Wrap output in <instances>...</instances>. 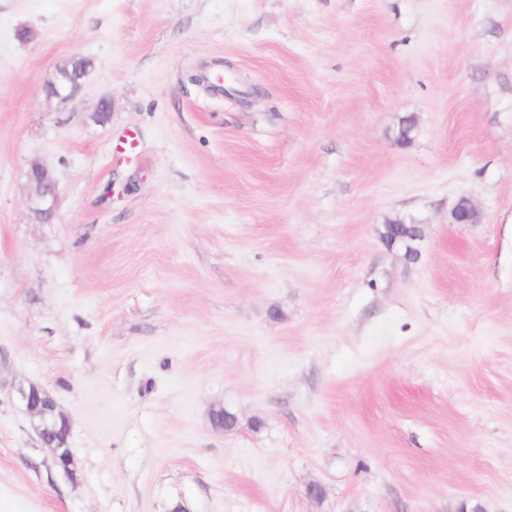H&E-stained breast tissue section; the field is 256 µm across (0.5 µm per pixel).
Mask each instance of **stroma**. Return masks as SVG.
I'll use <instances>...</instances> for the list:
<instances>
[{
	"mask_svg": "<svg viewBox=\"0 0 512 512\" xmlns=\"http://www.w3.org/2000/svg\"><path fill=\"white\" fill-rule=\"evenodd\" d=\"M175 501L512 512V0H0V512ZM86 73L83 58H72L67 64L58 66L55 79L46 86L47 96L59 103H67L81 90ZM27 178L33 188V194L27 199L28 208L38 220L50 221L58 204V183L56 178L38 160L29 162ZM14 393L18 402L35 418V432L42 446L51 449L54 466L71 473L72 452L58 443L62 431L70 433L69 418L50 404L48 393L35 383L19 382Z\"/></svg>",
	"mask_w": 512,
	"mask_h": 512,
	"instance_id": "obj_1",
	"label": "stroma"
}]
</instances>
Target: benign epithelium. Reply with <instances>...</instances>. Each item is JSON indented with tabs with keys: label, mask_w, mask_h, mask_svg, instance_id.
I'll use <instances>...</instances> for the list:
<instances>
[{
	"label": "benign epithelium",
	"mask_w": 512,
	"mask_h": 512,
	"mask_svg": "<svg viewBox=\"0 0 512 512\" xmlns=\"http://www.w3.org/2000/svg\"><path fill=\"white\" fill-rule=\"evenodd\" d=\"M87 73L83 59L73 58L68 63L57 67L55 79L46 86V94L60 103L73 99L82 88V81ZM27 178L33 188V194L27 199L28 208L40 221L48 222L54 215L58 204V183L53 173L40 161L32 160L28 164ZM451 219L455 224H475L478 214L465 197L458 199L451 210ZM422 231L394 240L390 248L404 250V257L416 259L420 255L419 242ZM18 402L36 420L35 432L41 444L52 451L54 466L64 472H71L73 461L70 449L59 444L61 432H70V420L57 407L50 404L48 393L32 382H20L14 387Z\"/></svg>",
	"instance_id": "benign-epithelium-1"
}]
</instances>
